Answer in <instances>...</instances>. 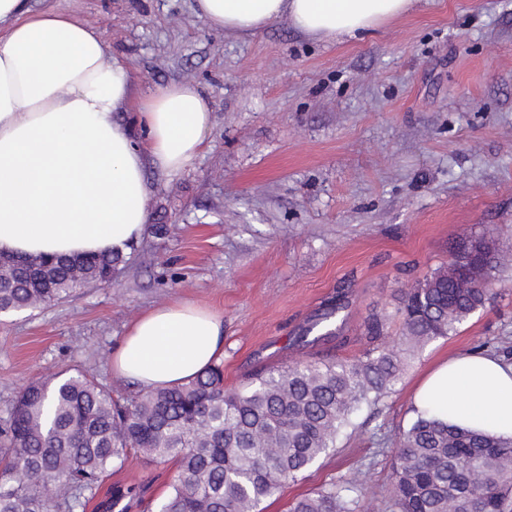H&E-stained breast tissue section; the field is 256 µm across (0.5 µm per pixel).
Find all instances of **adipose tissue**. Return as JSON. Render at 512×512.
I'll use <instances>...</instances> for the list:
<instances>
[{"label": "adipose tissue", "mask_w": 512, "mask_h": 512, "mask_svg": "<svg viewBox=\"0 0 512 512\" xmlns=\"http://www.w3.org/2000/svg\"><path fill=\"white\" fill-rule=\"evenodd\" d=\"M418 0H195L210 27L251 36L281 19L326 43L363 38ZM136 102L133 123L116 114ZM212 125L199 86L173 82L131 98V74L102 30L31 0H0V253L129 254L149 219L146 165L173 176ZM224 352V317L176 300L138 317L112 370L144 391L175 388ZM416 411L512 438V362L446 358L422 378Z\"/></svg>", "instance_id": "adipose-tissue-1"}]
</instances>
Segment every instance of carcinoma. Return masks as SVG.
I'll return each mask as SVG.
<instances>
[{"label":"carcinoma","mask_w":512,"mask_h":512,"mask_svg":"<svg viewBox=\"0 0 512 512\" xmlns=\"http://www.w3.org/2000/svg\"><path fill=\"white\" fill-rule=\"evenodd\" d=\"M410 289L403 332L365 359L256 374L237 391L209 367L187 384L121 402L82 375L31 382L0 425V512H82L134 450L170 459L178 475L156 512H262L261 504L335 450L358 413L394 390L410 352L449 336L490 299L502 255L487 234ZM121 254L36 257L0 265V314L37 309L89 284H109ZM388 512H512V439L420 414L395 435ZM25 479L17 477L18 471ZM357 485L332 478L288 512H363ZM143 488L115 485L98 512H131Z\"/></svg>","instance_id":"1"}]
</instances>
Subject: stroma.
Segmentation results:
<instances>
[{
    "mask_svg": "<svg viewBox=\"0 0 512 512\" xmlns=\"http://www.w3.org/2000/svg\"><path fill=\"white\" fill-rule=\"evenodd\" d=\"M32 4L101 29L135 94L198 83L213 124L183 172L147 169L149 225L111 285L0 316V417L29 383L58 373H82L118 399L135 394L111 352L160 304L223 313L219 363L234 390L290 364L364 358L372 315L380 343L397 341L402 297L466 234L489 230L512 253V0H420L364 39L332 44L285 19L248 37L214 29L194 0ZM340 288L345 308L315 330ZM481 344L512 359V264L484 308L419 351L377 410L361 411L335 452L263 512H286L334 477L381 503L420 377ZM176 475V462L133 453L102 486H143L139 512H150Z\"/></svg>",
    "mask_w": 512,
    "mask_h": 512,
    "instance_id": "stroma-1",
    "label": "stroma"
}]
</instances>
